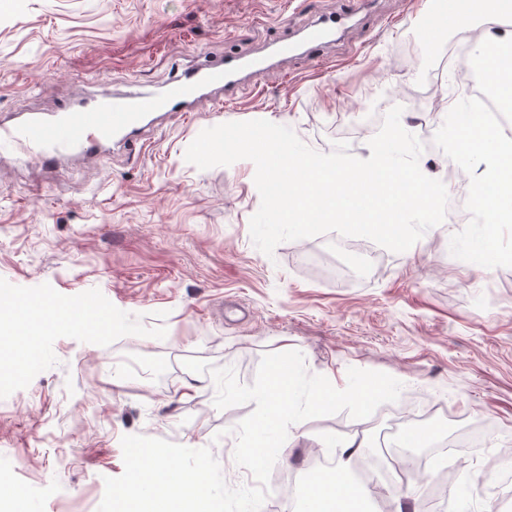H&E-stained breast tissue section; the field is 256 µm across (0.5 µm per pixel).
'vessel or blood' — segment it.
Returning <instances> with one entry per match:
<instances>
[{
    "instance_id": "b4317fda",
    "label": "vessel or blood",
    "mask_w": 512,
    "mask_h": 512,
    "mask_svg": "<svg viewBox=\"0 0 512 512\" xmlns=\"http://www.w3.org/2000/svg\"><path fill=\"white\" fill-rule=\"evenodd\" d=\"M458 0H440L429 11L426 27L434 32L454 18ZM342 17L315 20L303 35L304 52L319 56L329 43ZM262 67L237 56L184 69L158 93H128L90 97L61 103L47 117L33 116L10 126H0V142H16L32 151L47 166L67 153L94 155L118 144L135 147L138 132L155 113L188 115L206 96L215 91L233 95L242 81H258Z\"/></svg>"
}]
</instances>
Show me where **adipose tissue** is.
<instances>
[{
	"instance_id": "1",
	"label": "adipose tissue",
	"mask_w": 512,
	"mask_h": 512,
	"mask_svg": "<svg viewBox=\"0 0 512 512\" xmlns=\"http://www.w3.org/2000/svg\"><path fill=\"white\" fill-rule=\"evenodd\" d=\"M471 57L483 71L496 77L500 96L512 101V32L485 33L473 47ZM461 149L482 157L491 167L501 191L485 195L483 203L495 221L512 222V205L504 202L505 197L512 195V140L491 132H473L462 142ZM6 305L12 314L7 321L9 332L0 338V361L13 364L19 374L27 369V356L36 350L37 340L44 333L76 324L91 334L99 329L98 324L87 320H74L71 307L66 305L42 314L31 311L15 298L7 300ZM357 445L354 439L342 443L335 468L311 482L309 512H366L371 491L348 481Z\"/></svg>"
}]
</instances>
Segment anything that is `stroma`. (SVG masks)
<instances>
[{"mask_svg": "<svg viewBox=\"0 0 512 512\" xmlns=\"http://www.w3.org/2000/svg\"><path fill=\"white\" fill-rule=\"evenodd\" d=\"M433 0H22L0 6V123L53 111L61 100L153 92L184 68L234 55L264 56L258 92L204 102L188 117L144 128V146L94 157L71 155L53 170L17 154L0 173V295L74 305L102 295L109 331L75 328L39 337V359L0 383V512H97L105 478L124 471L121 439L139 434L211 448L227 484L251 486L233 459L231 429L253 404L217 409L209 374L185 368L196 358L233 367L253 384L262 357L301 351L309 373L345 388L349 368L384 372L434 416L411 431L434 440L478 423L482 436L459 463L426 459L409 485L378 492L374 512H395L404 495L434 499L441 512H512V223L450 221L411 248L391 252L335 233L280 243L273 256L253 244L250 219L261 199L255 166L239 160L201 170L185 160L207 127L265 119L330 153L339 141L370 156L363 111L402 98L401 124L435 101L465 111L470 88L489 77L448 70L430 89L440 60L459 40L489 29L423 39ZM350 12L345 40L321 60L296 44L321 16ZM428 177L454 189L481 179L483 160L458 156L450 180L435 156L421 154ZM41 181L38 198L28 192ZM495 240L493 267L472 255ZM376 262L361 279L340 281L333 263ZM388 405L368 418L347 413L300 422L282 446L261 512H305V484L318 456L356 438L359 459L375 451Z\"/></svg>", "mask_w": 512, "mask_h": 512, "instance_id": "stroma-1", "label": "stroma"}]
</instances>
